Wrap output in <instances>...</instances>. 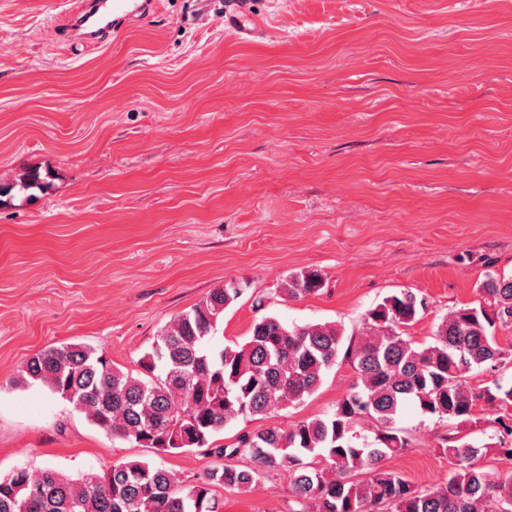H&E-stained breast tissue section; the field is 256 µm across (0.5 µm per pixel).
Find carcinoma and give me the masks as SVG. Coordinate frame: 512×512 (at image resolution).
<instances>
[{
  "label": "carcinoma",
  "instance_id": "obj_1",
  "mask_svg": "<svg viewBox=\"0 0 512 512\" xmlns=\"http://www.w3.org/2000/svg\"><path fill=\"white\" fill-rule=\"evenodd\" d=\"M322 286L319 272L304 270L280 291L295 299ZM481 290L483 305L443 316L428 344L405 332L426 314L427 300L409 291L383 298L367 313L365 334L346 348L357 376L350 391L332 414L290 428L266 420L318 390L336 364L343 332L329 323L287 327L266 316L247 340L217 349L211 342L224 310L241 295L234 286L214 289L162 328L135 373L82 344L46 348L26 361L19 382L46 387L112 438L162 455L204 448L219 429L250 417L260 425L218 454L252 465H226L195 485L144 460L76 478L18 469L0 477V512H216L213 487L254 491L268 467L287 476L292 512H512V470L476 466L489 450L512 460V387L471 385L472 373L512 358L495 336L512 327V276L488 275ZM409 402L459 430L480 422L478 407L498 409L496 441L442 439L454 475L442 487L417 490L383 466L408 447L397 421ZM364 422L373 440L358 445L355 429Z\"/></svg>",
  "mask_w": 512,
  "mask_h": 512
}]
</instances>
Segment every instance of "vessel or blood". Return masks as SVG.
Segmentation results:
<instances>
[{"label": "vessel or blood", "mask_w": 512, "mask_h": 512, "mask_svg": "<svg viewBox=\"0 0 512 512\" xmlns=\"http://www.w3.org/2000/svg\"><path fill=\"white\" fill-rule=\"evenodd\" d=\"M156 0H69L54 33L67 46L95 48L112 33L152 15Z\"/></svg>", "instance_id": "1"}]
</instances>
